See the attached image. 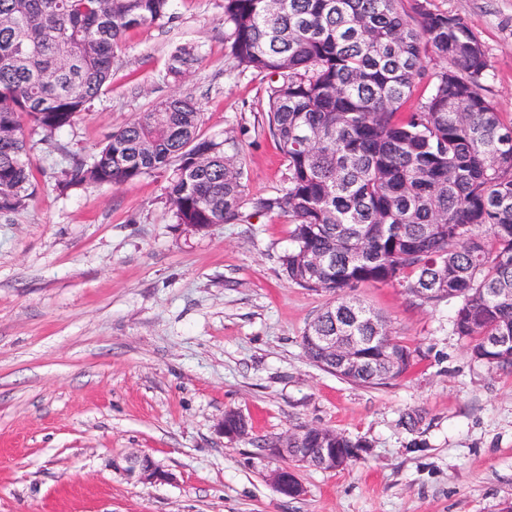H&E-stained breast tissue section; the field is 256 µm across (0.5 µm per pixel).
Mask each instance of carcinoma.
Masks as SVG:
<instances>
[{
	"label": "carcinoma",
	"instance_id": "1",
	"mask_svg": "<svg viewBox=\"0 0 512 512\" xmlns=\"http://www.w3.org/2000/svg\"><path fill=\"white\" fill-rule=\"evenodd\" d=\"M174 0H0V215L36 187L28 133L49 142L90 109L126 34L170 20ZM234 65L267 78L265 119L288 162L286 186L253 199L293 225L288 281L335 296L311 335L347 342L341 365L302 338L308 360L345 381L383 385L414 365L385 320L343 293L398 283L421 305L457 304L453 332L472 358L512 370V123L483 95L486 53L467 22L432 0H223ZM448 61L429 70L427 50ZM196 60L171 54L180 76ZM424 89L418 108L403 112ZM189 96L156 101L112 132L58 185H119L171 170L174 221L242 220L245 173L232 138L200 134ZM434 288L432 295L421 293Z\"/></svg>",
	"mask_w": 512,
	"mask_h": 512
}]
</instances>
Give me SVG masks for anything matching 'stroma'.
Here are the masks:
<instances>
[{
    "mask_svg": "<svg viewBox=\"0 0 512 512\" xmlns=\"http://www.w3.org/2000/svg\"><path fill=\"white\" fill-rule=\"evenodd\" d=\"M464 18L489 61L485 95L512 122V0H432ZM197 61L178 80L169 52ZM262 76L233 69L222 0H177L162 26L129 31L112 80L52 142L35 144L36 196L0 216V512H502L512 504V372L470 356L455 306L395 284L353 297L415 353L377 387L314 366L302 335L331 295L288 281L287 218L192 233L172 220L167 175L60 190L112 131L156 100L201 106L205 136L239 143L246 194L284 186L287 161L263 117ZM252 439L220 434L225 410ZM418 415L408 425L409 415ZM317 425L362 441L336 471L303 468L292 499L255 442ZM149 454L169 482L145 486L113 458ZM195 60L196 49L194 46L188 44L177 46L171 54L169 73L181 76Z\"/></svg>",
    "mask_w": 512,
    "mask_h": 512,
    "instance_id": "stroma-1",
    "label": "stroma"
}]
</instances>
